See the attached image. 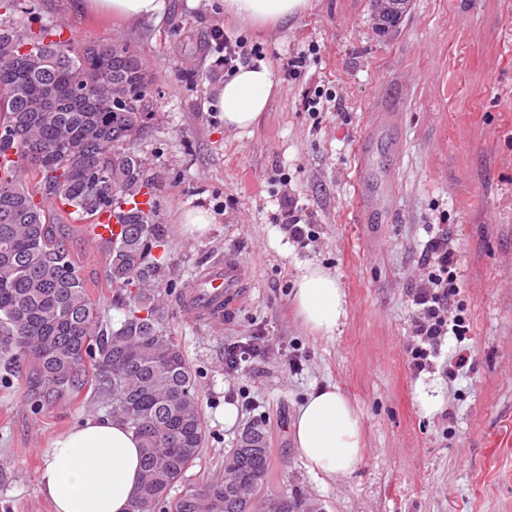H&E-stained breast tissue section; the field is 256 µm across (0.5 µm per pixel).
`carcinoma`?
Instances as JSON below:
<instances>
[{"instance_id": "obj_1", "label": "carcinoma", "mask_w": 512, "mask_h": 512, "mask_svg": "<svg viewBox=\"0 0 512 512\" xmlns=\"http://www.w3.org/2000/svg\"><path fill=\"white\" fill-rule=\"evenodd\" d=\"M375 16L397 28L410 0ZM64 27L32 17L0 28V362L43 383L78 390L85 379L112 419L141 441L143 480L135 512H259L268 485L266 433L252 424L224 456L220 478L171 501L207 434L197 375L165 324L159 298L171 264L154 254L153 209L121 215L104 279L124 310L105 327L99 305L57 236L61 223L153 195L137 143L155 115V73L129 45L76 44ZM269 512H320L282 495Z\"/></svg>"}]
</instances>
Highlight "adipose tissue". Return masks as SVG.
<instances>
[{
	"label": "adipose tissue",
	"instance_id": "obj_1",
	"mask_svg": "<svg viewBox=\"0 0 512 512\" xmlns=\"http://www.w3.org/2000/svg\"><path fill=\"white\" fill-rule=\"evenodd\" d=\"M77 10L126 20L160 16L164 0H74ZM309 0H224L226 12L264 26L293 19ZM273 72L264 65L239 67L219 87L212 102L229 129L254 124L275 89ZM301 322L322 337L334 336L346 315L345 294L329 271L304 268L293 294ZM291 434L295 447L313 473L338 481L349 477L362 459V417L336 386L314 389L297 409ZM141 442L111 418L83 419L54 439L38 474L39 491L55 512H133L141 478Z\"/></svg>",
	"mask_w": 512,
	"mask_h": 512
}]
</instances>
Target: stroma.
<instances>
[{
  "mask_svg": "<svg viewBox=\"0 0 512 512\" xmlns=\"http://www.w3.org/2000/svg\"><path fill=\"white\" fill-rule=\"evenodd\" d=\"M79 30L83 41L128 44L157 76L156 118L139 146L152 159L159 234L176 267L168 327L197 374L206 445L174 490L180 496L221 474L239 434L258 423L270 448L268 497L298 493L323 512H512V0H412L400 28L376 29L369 0H310L288 22L257 28L224 12V0H165L160 18L124 22L74 10L73 0H17L4 23L28 12ZM262 48L277 90L248 130L225 128L210 100L225 79L212 32ZM300 74L284 66L299 53ZM320 97L317 110L307 108ZM395 126L366 132L372 112ZM368 153L374 219L359 222L357 168ZM298 197L317 231L289 239L281 205ZM212 222L200 237L185 211ZM444 223L458 254L469 371L413 376L408 367L410 288L428 239ZM82 278L118 326L122 310L103 281L108 247L79 225L58 228ZM238 263L245 296L215 327L183 306L209 265ZM333 273L347 300L335 336L310 332L291 299L302 270ZM264 353L238 375L224 372V345L254 336ZM301 361L291 372L289 356ZM338 386L361 411L357 470L329 482L311 473L290 422L317 386ZM437 390L425 414L420 390ZM258 410L224 407L237 391ZM92 386L56 389L0 368V512H54L37 486L51 440L107 415Z\"/></svg>",
  "mask_w": 512,
  "mask_h": 512,
  "instance_id": "35a3bbf8",
  "label": "stroma"
}]
</instances>
